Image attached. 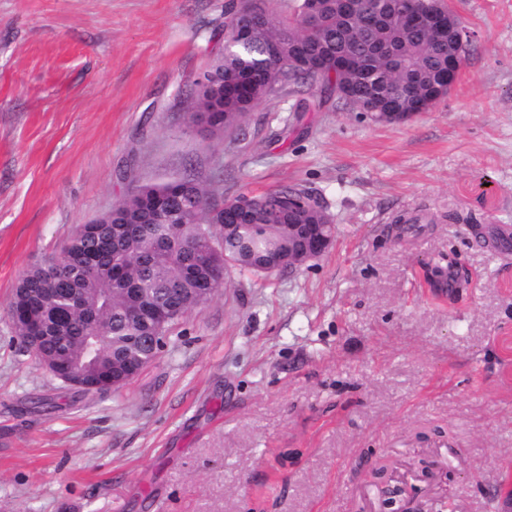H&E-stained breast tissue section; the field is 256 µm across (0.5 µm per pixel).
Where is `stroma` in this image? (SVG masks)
Listing matches in <instances>:
<instances>
[{
	"instance_id": "35a3bbf8",
	"label": "stroma",
	"mask_w": 512,
	"mask_h": 512,
	"mask_svg": "<svg viewBox=\"0 0 512 512\" xmlns=\"http://www.w3.org/2000/svg\"><path fill=\"white\" fill-rule=\"evenodd\" d=\"M226 2L0 0V512H378L372 471L422 461L429 512H512V0H454L469 55L410 121L333 99L296 123L284 88L213 138L186 115ZM185 174L214 202L302 185L334 244L231 271L138 377L74 395L20 344L18 280ZM451 262L454 301L425 282Z\"/></svg>"
}]
</instances>
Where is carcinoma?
<instances>
[{"label":"carcinoma","instance_id":"1","mask_svg":"<svg viewBox=\"0 0 512 512\" xmlns=\"http://www.w3.org/2000/svg\"><path fill=\"white\" fill-rule=\"evenodd\" d=\"M339 0H292L284 17L257 0H229L224 52L210 65V97L193 91L207 111L214 137L238 127L278 84H317L356 111L417 112L442 97L448 71V18L412 24L413 10L432 14L426 0H361L381 16L373 27L358 13H341ZM259 25L244 42L233 26L251 14ZM319 16V26L305 19ZM307 56L336 60L331 71L306 72L291 61ZM324 207L311 192L283 186L260 195L240 194L227 206L208 202L190 176L137 185L112 204L85 234L75 231L60 257L29 268L18 281L7 314L23 346L36 345L47 367L75 368L93 383L137 376L166 345L155 334L157 317L169 322L226 288L228 270L253 272L288 266V225L325 224Z\"/></svg>","mask_w":512,"mask_h":512}]
</instances>
